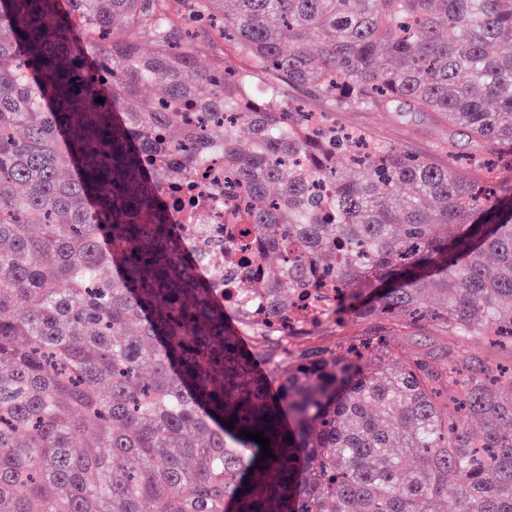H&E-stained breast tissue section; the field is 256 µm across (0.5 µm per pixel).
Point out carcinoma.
Here are the masks:
<instances>
[{
    "instance_id": "obj_1",
    "label": "carcinoma",
    "mask_w": 512,
    "mask_h": 512,
    "mask_svg": "<svg viewBox=\"0 0 512 512\" xmlns=\"http://www.w3.org/2000/svg\"><path fill=\"white\" fill-rule=\"evenodd\" d=\"M233 5L0 0V512H512V367L470 349L512 347V0ZM409 108L496 177L329 118ZM211 148L235 193L210 201L261 241L224 287L271 320L334 288L338 319L434 323L448 362L383 327L258 369L166 196ZM472 349L476 356L491 366H507L511 361V350L502 346L495 339L488 336H476L472 341Z\"/></svg>"
}]
</instances>
